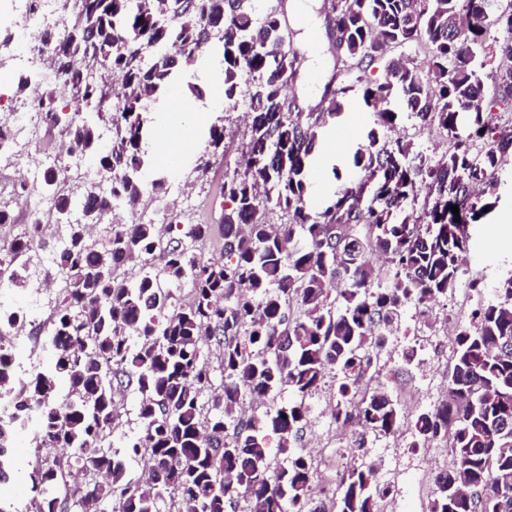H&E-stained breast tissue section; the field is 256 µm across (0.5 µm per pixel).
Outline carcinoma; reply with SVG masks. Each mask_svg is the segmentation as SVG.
I'll list each match as a JSON object with an SVG mask.
<instances>
[{
	"mask_svg": "<svg viewBox=\"0 0 512 512\" xmlns=\"http://www.w3.org/2000/svg\"><path fill=\"white\" fill-rule=\"evenodd\" d=\"M65 27H42L53 88L42 92L39 120L65 151L92 161L95 177L82 181L50 168L42 188L62 244L51 261L62 274L54 299L51 360L27 381L14 383L13 350L0 346V395L12 401V430L30 424L39 407L36 438L65 451L75 480V512H325L312 497V461L293 444L307 424L306 399L336 372L338 423L366 435L389 436L402 409L376 389L355 399L357 380L410 304L430 306L464 279L469 224L494 210L512 123L494 109L512 102V67L499 65L497 99L484 97L485 53L512 60V11L494 13L490 0H331L336 50L357 73L373 126L353 155L360 178L347 182L321 212L306 204L309 167L321 131L340 119L347 87H325L321 112H284L297 52L282 42V14L258 16L251 0H73ZM499 38L486 44L489 29ZM426 41L431 77L390 47ZM222 47L224 103L246 96L243 170L224 179V259L192 249L212 225L186 222L171 210L167 224L129 217L112 224L119 208L133 213L145 198L169 194L160 175L145 180L143 109L211 45ZM176 54L173 67L147 57ZM382 63L386 80L363 73ZM92 105L86 117L70 104ZM438 126L450 147L440 159L413 150L388 132L402 116ZM224 117L211 125L193 171L202 181L224 157ZM422 201L420 215L408 206ZM459 208L455 220L451 207ZM278 213L281 222H270ZM108 226L103 238L90 236ZM45 219L32 210L25 235L14 239L0 266L24 263L11 287L40 280ZM371 255L388 265L376 268ZM187 282L186 305L161 286ZM0 324L28 326L9 306ZM221 351L223 389L211 391L204 345ZM139 394L140 433L122 451L106 444L113 430L114 385ZM66 393H61V388ZM211 391L209 408L202 403ZM287 390L294 401L273 412L247 415L257 401ZM279 438L283 464L274 467L266 433ZM452 436V461L435 472L431 512H512V274L458 327L448 372V402L414 419L413 448ZM148 459L141 479L128 471ZM62 474L47 463L28 475V512H65ZM376 480L354 465L340 482L334 512H378Z\"/></svg>",
	"mask_w": 512,
	"mask_h": 512,
	"instance_id": "1",
	"label": "carcinoma"
}]
</instances>
